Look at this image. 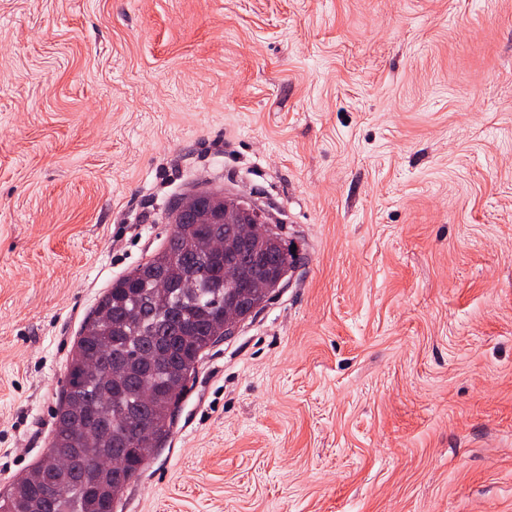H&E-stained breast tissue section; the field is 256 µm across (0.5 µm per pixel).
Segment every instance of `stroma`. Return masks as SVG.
<instances>
[{"label":"stroma","mask_w":512,"mask_h":512,"mask_svg":"<svg viewBox=\"0 0 512 512\" xmlns=\"http://www.w3.org/2000/svg\"><path fill=\"white\" fill-rule=\"evenodd\" d=\"M205 191L304 262L116 512H512V0H0V491Z\"/></svg>","instance_id":"obj_1"}]
</instances>
